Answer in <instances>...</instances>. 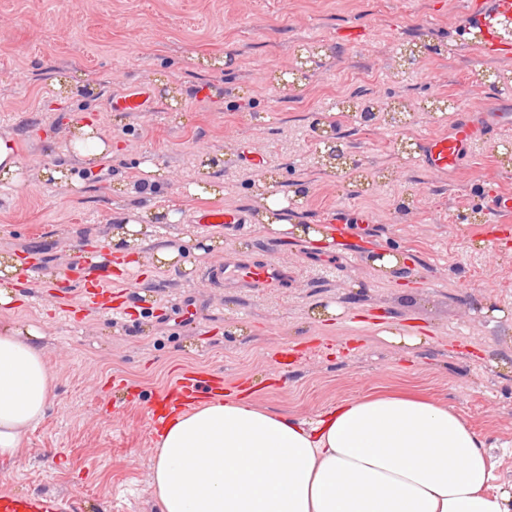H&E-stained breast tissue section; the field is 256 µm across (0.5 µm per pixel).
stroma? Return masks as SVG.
<instances>
[{"label": "stroma", "mask_w": 512, "mask_h": 512, "mask_svg": "<svg viewBox=\"0 0 512 512\" xmlns=\"http://www.w3.org/2000/svg\"><path fill=\"white\" fill-rule=\"evenodd\" d=\"M470 21L467 0H0V135L21 142L25 170L78 184L0 181V251L23 264L0 322L37 328L54 376L44 417L0 461V490L77 486L112 512H159L151 415L189 372L305 419L386 390L447 401L495 444L496 483L512 486V214H488L512 196V127L454 173L417 159L422 137L461 113H512V81L466 100L475 74L512 72V52L487 58L465 42ZM133 87L155 92L152 109L110 108ZM349 99L413 110L406 126L380 112L367 127L337 110ZM437 101L444 113L427 112ZM82 120L112 140L111 158L91 167L67 145ZM333 127L346 142L339 169L324 155ZM148 155L165 172L149 198L137 188ZM193 180L223 185V197H189ZM268 192L289 197V223L342 221L349 246L288 236L280 259L296 277L285 289L207 287L191 253L119 268L112 233L148 201L181 214L147 225L149 249L188 236L215 243L219 260L263 259ZM214 209L248 222L196 224ZM388 250L395 267H375ZM386 331L423 342L407 355Z\"/></svg>", "instance_id": "stroma-1"}]
</instances>
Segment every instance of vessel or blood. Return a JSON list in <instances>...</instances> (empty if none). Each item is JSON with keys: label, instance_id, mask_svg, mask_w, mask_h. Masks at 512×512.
I'll return each instance as SVG.
<instances>
[{"label": "vessel or blood", "instance_id": "vessel-or-blood-1", "mask_svg": "<svg viewBox=\"0 0 512 512\" xmlns=\"http://www.w3.org/2000/svg\"><path fill=\"white\" fill-rule=\"evenodd\" d=\"M471 29L480 34L479 45L488 55L512 48V39L504 34L506 26L512 24V0H473L470 8ZM152 103L149 91L133 88L114 100V107L126 112H141ZM512 122V115L500 112L486 122H477L473 116L458 118L452 131L424 140L418 157L428 170L445 174L455 169L460 162L471 157L473 146L502 126ZM197 223L234 226L243 223L238 211L211 210L201 213ZM269 254L265 260H251L243 257L224 260L206 267L202 279L207 284L219 286L236 282L250 288H284L288 285V266L277 261V253L283 247L278 243H268ZM93 507L80 490H73L69 496L53 494L21 495L0 493V512H92Z\"/></svg>", "mask_w": 512, "mask_h": 512}]
</instances>
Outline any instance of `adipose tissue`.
I'll return each instance as SVG.
<instances>
[{
  "label": "adipose tissue",
  "instance_id": "adipose-tissue-1",
  "mask_svg": "<svg viewBox=\"0 0 512 512\" xmlns=\"http://www.w3.org/2000/svg\"><path fill=\"white\" fill-rule=\"evenodd\" d=\"M70 142L88 163L112 142L88 123ZM0 323V460L43 418L54 383L31 339ZM489 445L454 407L407 392L336 403L306 420L236 392L168 417L149 486L160 512H512L492 492Z\"/></svg>",
  "mask_w": 512,
  "mask_h": 512
}]
</instances>
